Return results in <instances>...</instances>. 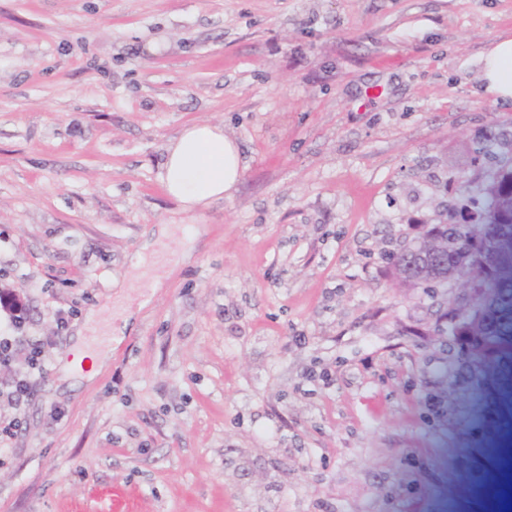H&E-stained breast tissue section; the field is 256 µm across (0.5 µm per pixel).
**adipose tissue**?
<instances>
[{
  "label": "adipose tissue",
  "mask_w": 512,
  "mask_h": 512,
  "mask_svg": "<svg viewBox=\"0 0 512 512\" xmlns=\"http://www.w3.org/2000/svg\"><path fill=\"white\" fill-rule=\"evenodd\" d=\"M483 61L486 91L512 99V36L498 38ZM244 170L237 141L225 135L223 125L203 122L169 140L162 181L167 194L189 211L230 196Z\"/></svg>",
  "instance_id": "ef3b65f1"
}]
</instances>
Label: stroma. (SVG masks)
I'll return each mask as SVG.
<instances>
[{
  "instance_id": "stroma-1",
  "label": "stroma",
  "mask_w": 512,
  "mask_h": 512,
  "mask_svg": "<svg viewBox=\"0 0 512 512\" xmlns=\"http://www.w3.org/2000/svg\"><path fill=\"white\" fill-rule=\"evenodd\" d=\"M505 34L512 0H0V333L20 299L46 368L0 403V512H495L512 352L462 360L453 290L391 269L512 133ZM200 122L247 167L186 212ZM483 61L485 90L498 99H512V36L498 38ZM245 167L239 144L224 135L223 125L196 123L169 140L162 181L167 194L189 211L230 197ZM30 372L25 378H16L9 381L0 380V402H7L16 410H21L29 400L32 392V376Z\"/></svg>"
}]
</instances>
